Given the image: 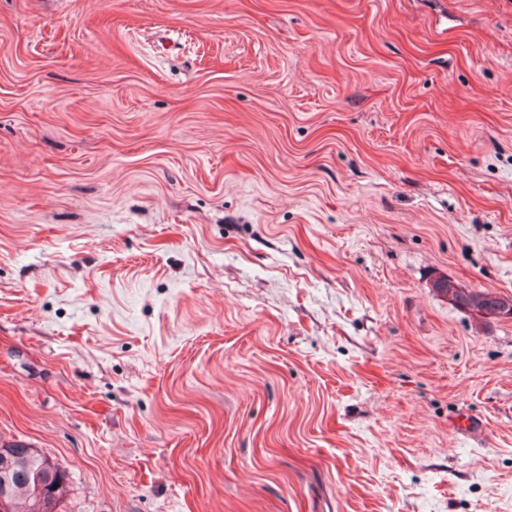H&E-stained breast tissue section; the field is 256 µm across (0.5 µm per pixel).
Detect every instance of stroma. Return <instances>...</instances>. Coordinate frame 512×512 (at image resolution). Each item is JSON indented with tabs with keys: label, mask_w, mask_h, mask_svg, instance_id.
<instances>
[{
	"label": "stroma",
	"mask_w": 512,
	"mask_h": 512,
	"mask_svg": "<svg viewBox=\"0 0 512 512\" xmlns=\"http://www.w3.org/2000/svg\"><path fill=\"white\" fill-rule=\"evenodd\" d=\"M439 277L512 297V0H0V440L65 512H512V318ZM447 288H439L446 296L452 292L451 296H448V300L460 308H464L475 312L481 310H487L489 307H494L500 298L504 297L497 293L489 292L486 290H466L458 288L456 285L449 283L445 280ZM454 288L455 290H453ZM458 288V289H456Z\"/></svg>",
	"instance_id": "obj_1"
}]
</instances>
